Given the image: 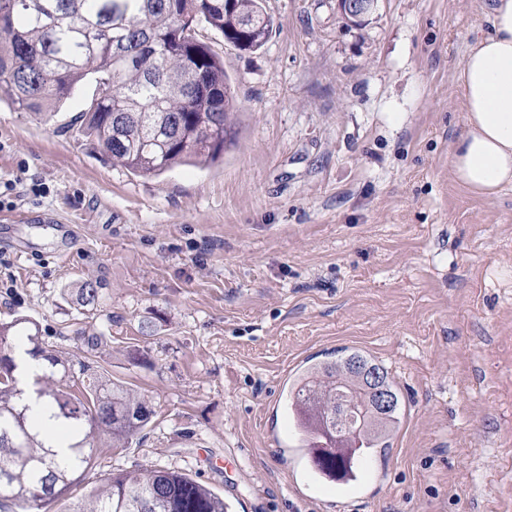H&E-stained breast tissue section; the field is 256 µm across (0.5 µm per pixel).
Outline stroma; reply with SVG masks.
<instances>
[{
	"label": "stroma",
	"mask_w": 512,
	"mask_h": 512,
	"mask_svg": "<svg viewBox=\"0 0 512 512\" xmlns=\"http://www.w3.org/2000/svg\"><path fill=\"white\" fill-rule=\"evenodd\" d=\"M489 0H378L363 27L336 0H263L250 53L204 28L237 104L223 158L145 178L52 119L0 104V321L145 394L150 422L100 448L80 493L116 470H176L227 512H512V186L451 171L456 80ZM44 193L15 197L16 174ZM95 282L97 306L77 312ZM102 336L88 350L84 337ZM360 350L402 410L371 477L336 487L272 445L288 380Z\"/></svg>",
	"instance_id": "stroma-1"
}]
</instances>
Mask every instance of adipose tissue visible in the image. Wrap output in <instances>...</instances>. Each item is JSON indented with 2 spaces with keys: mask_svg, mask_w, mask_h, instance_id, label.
<instances>
[{
  "mask_svg": "<svg viewBox=\"0 0 512 512\" xmlns=\"http://www.w3.org/2000/svg\"><path fill=\"white\" fill-rule=\"evenodd\" d=\"M488 24L457 75L466 130L452 153L455 179L483 197L512 184V0H493Z\"/></svg>",
  "mask_w": 512,
  "mask_h": 512,
  "instance_id": "1",
  "label": "adipose tissue"
}]
</instances>
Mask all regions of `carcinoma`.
Masks as SVG:
<instances>
[{
	"instance_id": "carcinoma-1",
	"label": "carcinoma",
	"mask_w": 512,
	"mask_h": 512,
	"mask_svg": "<svg viewBox=\"0 0 512 512\" xmlns=\"http://www.w3.org/2000/svg\"><path fill=\"white\" fill-rule=\"evenodd\" d=\"M199 24L250 51L264 46L272 30L261 0H0V103L56 113L89 80L75 133L112 165L148 177L178 164L214 163L235 137L234 99L224 62L196 37ZM99 300L100 289L87 282L77 304ZM21 336L28 354L45 364L33 391L76 439L65 459L42 443L24 403L16 360ZM379 392L390 401L385 409ZM289 394L302 435L346 442V454L330 444L313 448L316 469L336 480L352 474L353 459L389 443L399 423L401 397L388 370L358 351L306 366ZM347 394L373 418L338 432L334 419ZM151 415L136 390L45 342L36 320L0 322V508L40 512L49 500H71L67 512H225L224 499L169 469L112 473L73 499L99 441L122 443Z\"/></svg>"
}]
</instances>
